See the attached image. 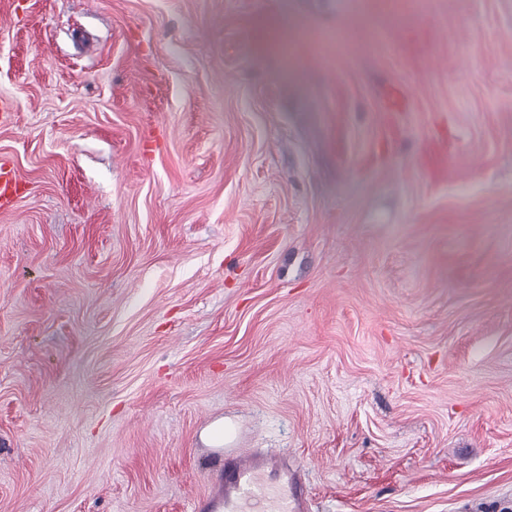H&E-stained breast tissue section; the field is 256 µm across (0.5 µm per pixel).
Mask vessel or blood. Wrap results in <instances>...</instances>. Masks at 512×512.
Returning <instances> with one entry per match:
<instances>
[{
    "mask_svg": "<svg viewBox=\"0 0 512 512\" xmlns=\"http://www.w3.org/2000/svg\"><path fill=\"white\" fill-rule=\"evenodd\" d=\"M222 462L218 476V493L199 502L198 512H306L307 500L296 473L280 471L275 485L261 481L264 462L246 460L212 451Z\"/></svg>",
    "mask_w": 512,
    "mask_h": 512,
    "instance_id": "vessel-or-blood-1",
    "label": "vessel or blood"
}]
</instances>
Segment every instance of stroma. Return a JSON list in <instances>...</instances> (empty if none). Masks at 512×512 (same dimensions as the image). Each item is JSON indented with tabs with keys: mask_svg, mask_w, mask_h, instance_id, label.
I'll list each match as a JSON object with an SVG mask.
<instances>
[{
	"mask_svg": "<svg viewBox=\"0 0 512 512\" xmlns=\"http://www.w3.org/2000/svg\"><path fill=\"white\" fill-rule=\"evenodd\" d=\"M1 98L0 512H512V0H0ZM214 459L223 462L218 474L219 492L199 502L200 512H305L307 500L295 472L285 466L276 477L274 489L261 481L265 463L225 455L212 448ZM273 491L274 496L271 495Z\"/></svg>",
	"mask_w": 512,
	"mask_h": 512,
	"instance_id": "35a3bbf8",
	"label": "stroma"
}]
</instances>
